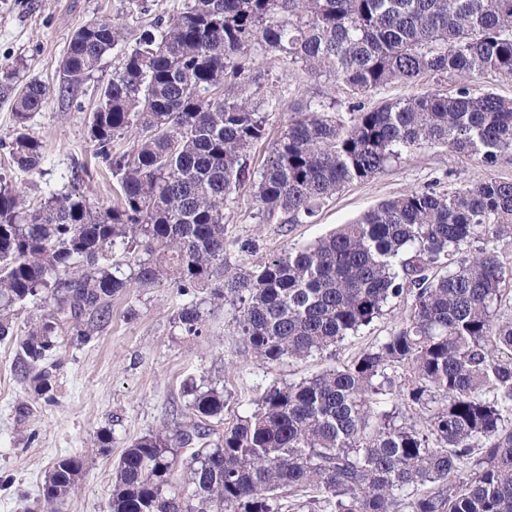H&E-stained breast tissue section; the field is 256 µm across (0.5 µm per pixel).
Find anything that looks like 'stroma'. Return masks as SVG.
<instances>
[{
	"label": "stroma",
	"instance_id": "obj_1",
	"mask_svg": "<svg viewBox=\"0 0 512 512\" xmlns=\"http://www.w3.org/2000/svg\"><path fill=\"white\" fill-rule=\"evenodd\" d=\"M182 0H0V65L19 71L20 81L39 80L50 89L46 106L33 115L31 132L45 151L40 172L0 165V185L27 200L51 189L86 196L97 207H111L112 177L93 157L87 122L98 103L97 89L111 79L120 54L111 51L94 77L72 94L60 95L58 66L73 33L101 17L116 19L124 42L134 45L157 17L173 13ZM261 76L258 98L268 114V139L247 158L252 174L262 172L275 139L285 132L298 100L334 104L347 117L351 97L332 80L311 77L275 59L262 47L251 51ZM79 176H72L73 166ZM512 181V157L494 167L424 145L366 181L347 184L320 211L312 224L263 220L254 202V187L245 184L224 209V257L242 272L284 247L314 242L337 225L357 219L381 202L411 190L445 192L486 178ZM169 283L130 289L112 299V320L94 330L86 344L63 347L52 401L32 400L17 369L14 345L0 343V512H34L36 492L53 463L74 453L86 459L74 493L63 512H107L114 484L113 465L136 439L172 425L185 413L186 380L222 388L224 419L207 421L208 441L224 425L246 415L264 389L298 381L341 365L398 325L407 304L396 301L357 335L320 355L299 362L266 364L248 349L230 305L200 303L206 332L197 338L173 326L184 304ZM112 434V445L99 447L98 432Z\"/></svg>",
	"mask_w": 512,
	"mask_h": 512
}]
</instances>
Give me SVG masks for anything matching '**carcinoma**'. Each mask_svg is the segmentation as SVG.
<instances>
[{
    "label": "carcinoma",
    "instance_id": "obj_1",
    "mask_svg": "<svg viewBox=\"0 0 512 512\" xmlns=\"http://www.w3.org/2000/svg\"><path fill=\"white\" fill-rule=\"evenodd\" d=\"M123 41L109 18L71 37L59 90L93 77ZM333 78L354 98L343 120L301 103L255 186L258 211L312 224L336 192L424 144L492 165L512 155V100L474 92L475 74L512 77V0H183L122 51L89 117L96 158L116 181L104 210L49 192L25 202L0 186V342L19 340L32 397L53 398L71 341H90L112 297L166 280L181 295L229 303L265 363L335 347L410 299L402 322L341 366L267 387L213 447L199 422L224 419V392L186 384L197 422L132 442L115 464L109 512H512V182L414 190L249 270L224 259V205L251 173L266 116L244 94L251 48ZM15 129L9 164L39 171L28 122L49 91L0 70ZM428 74L450 92L386 102L362 97ZM136 129L129 149H114ZM475 242L484 246L470 251ZM52 304L24 328L18 304ZM183 335L205 333L200 306L177 308ZM424 424L397 423L403 412ZM191 448L185 458L173 449ZM182 467L185 480L172 481ZM84 469L58 459L38 504L61 512ZM288 503H283L284 497Z\"/></svg>",
    "mask_w": 512,
    "mask_h": 512
}]
</instances>
